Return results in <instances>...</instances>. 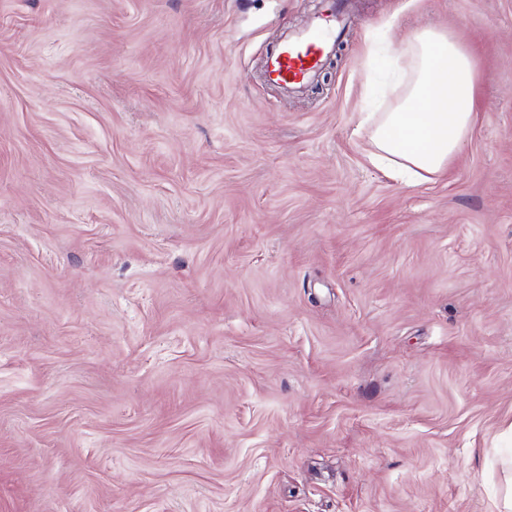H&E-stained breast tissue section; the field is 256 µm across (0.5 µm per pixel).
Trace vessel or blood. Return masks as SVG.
<instances>
[{
	"label": "vessel or blood",
	"mask_w": 512,
	"mask_h": 512,
	"mask_svg": "<svg viewBox=\"0 0 512 512\" xmlns=\"http://www.w3.org/2000/svg\"><path fill=\"white\" fill-rule=\"evenodd\" d=\"M345 29V12L338 0H323L316 21L274 47L267 59V80L283 89H301L318 78Z\"/></svg>",
	"instance_id": "obj_1"
}]
</instances>
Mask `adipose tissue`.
I'll list each match as a JSON object with an SVG mask.
<instances>
[{"mask_svg": "<svg viewBox=\"0 0 512 512\" xmlns=\"http://www.w3.org/2000/svg\"><path fill=\"white\" fill-rule=\"evenodd\" d=\"M400 55L407 60L403 92L386 112H371L374 164L409 181L443 171L470 132L477 110L471 55L457 39L432 29L414 31Z\"/></svg>", "mask_w": 512, "mask_h": 512, "instance_id": "obj_1", "label": "adipose tissue"}]
</instances>
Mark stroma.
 <instances>
[{"label": "stroma", "instance_id": "stroma-1", "mask_svg": "<svg viewBox=\"0 0 512 512\" xmlns=\"http://www.w3.org/2000/svg\"><path fill=\"white\" fill-rule=\"evenodd\" d=\"M0 0V512H497L512 0ZM474 51L442 173L373 165L382 47ZM324 0L317 20L306 30L291 35L269 53L265 75L283 89H301L318 78L345 29L344 6Z\"/></svg>", "mask_w": 512, "mask_h": 512}]
</instances>
